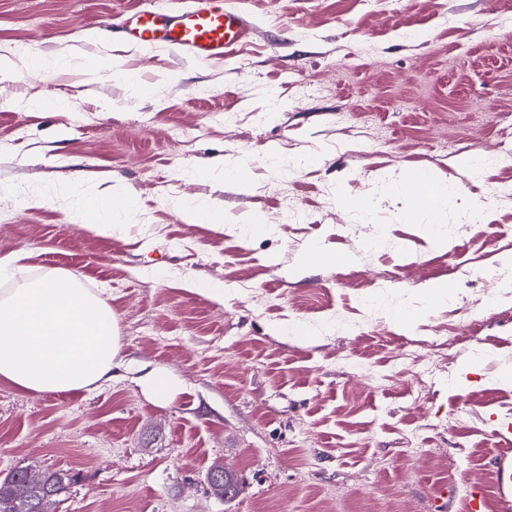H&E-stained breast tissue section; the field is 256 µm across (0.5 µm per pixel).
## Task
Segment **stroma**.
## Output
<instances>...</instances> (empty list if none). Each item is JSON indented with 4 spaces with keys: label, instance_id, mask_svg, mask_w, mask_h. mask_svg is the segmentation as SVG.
I'll use <instances>...</instances> for the list:
<instances>
[{
    "label": "stroma",
    "instance_id": "obj_1",
    "mask_svg": "<svg viewBox=\"0 0 512 512\" xmlns=\"http://www.w3.org/2000/svg\"><path fill=\"white\" fill-rule=\"evenodd\" d=\"M192 2L0 0V54L71 66L52 82L0 77V258L28 254L0 289L77 275L104 291L125 353L91 390L0 381V474L79 472L57 512H462L477 487L486 512H512V458L494 451L512 429V199L485 196L512 167L477 179L469 164L512 136V27L496 24L512 0H224L253 29L218 65L114 28ZM107 57L111 75L89 71ZM35 98L68 107L28 111ZM178 126L208 133L184 146ZM421 171L448 188L434 220L396 190ZM88 172L134 196L121 232L72 223L97 196ZM192 201L222 226L192 221ZM287 204L307 214L301 231L279 223ZM313 246L344 260L302 263ZM445 278L453 293L431 305L425 289ZM193 282L221 284L223 301ZM451 336L417 403L404 377L374 388L353 367ZM153 368L171 399L145 393ZM216 465L234 499L211 490Z\"/></svg>",
    "mask_w": 512,
    "mask_h": 512
}]
</instances>
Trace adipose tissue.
I'll return each mask as SVG.
<instances>
[{
	"instance_id": "obj_1",
	"label": "adipose tissue",
	"mask_w": 512,
	"mask_h": 512,
	"mask_svg": "<svg viewBox=\"0 0 512 512\" xmlns=\"http://www.w3.org/2000/svg\"><path fill=\"white\" fill-rule=\"evenodd\" d=\"M124 364L106 298L65 274L0 293V380L34 393L98 387Z\"/></svg>"
}]
</instances>
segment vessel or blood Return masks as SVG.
<instances>
[{
	"instance_id": "vessel-or-blood-1",
	"label": "vessel or blood",
	"mask_w": 512,
	"mask_h": 512,
	"mask_svg": "<svg viewBox=\"0 0 512 512\" xmlns=\"http://www.w3.org/2000/svg\"><path fill=\"white\" fill-rule=\"evenodd\" d=\"M250 30L251 23L245 15L220 7L213 0H199L177 17L142 11L131 35L140 45H164L194 61L213 63L236 51Z\"/></svg>"
}]
</instances>
